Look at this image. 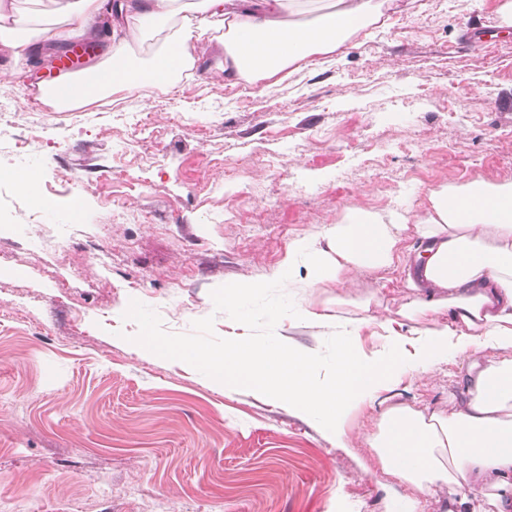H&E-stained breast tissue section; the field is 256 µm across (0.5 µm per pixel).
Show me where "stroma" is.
<instances>
[{
    "mask_svg": "<svg viewBox=\"0 0 512 512\" xmlns=\"http://www.w3.org/2000/svg\"><path fill=\"white\" fill-rule=\"evenodd\" d=\"M33 44L0 50V512H391L410 494L366 438L378 402L340 447L319 423L138 347L140 306L157 335L209 348L230 334L289 338L331 362L333 315L356 319L365 354L417 299L398 268L345 288L255 291L241 322L217 294L261 282L288 245L363 208L413 219L429 190L476 176L512 181V28L496 0H398L379 21L246 93L215 75L218 32L167 90L74 112L30 103L51 80ZM36 169L40 219L13 172ZM80 206L81 220L70 211ZM108 251V270L92 254ZM292 262V261H289ZM294 278L307 277L302 261ZM375 296L378 307L359 303ZM325 320L299 321V307ZM456 357L404 373L387 397L444 411L461 394Z\"/></svg>",
    "mask_w": 512,
    "mask_h": 512,
    "instance_id": "1",
    "label": "stroma"
}]
</instances>
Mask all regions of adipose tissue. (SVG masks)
Listing matches in <instances>:
<instances>
[{
    "label": "adipose tissue",
    "mask_w": 512,
    "mask_h": 512,
    "mask_svg": "<svg viewBox=\"0 0 512 512\" xmlns=\"http://www.w3.org/2000/svg\"><path fill=\"white\" fill-rule=\"evenodd\" d=\"M329 10L304 26L285 13L287 0H195L192 13L179 17V0H65L57 24L0 25V47L20 55L37 42L87 36L102 16L112 25L110 58L92 70V90L58 78L44 95L64 111L95 101L104 93L152 86L169 88L173 74L193 67L192 43L210 30L224 33V59L217 65L225 82L268 78L312 54L336 50L351 35L377 21L379 0H328ZM167 31L147 66L128 60L133 45ZM429 205L413 225L390 224L376 212L348 209L341 220L315 237L293 239L289 258L309 262V285L344 286L355 276L411 267L409 284L424 298L408 319L450 313L465 328L433 329L414 349L394 339L378 354L366 355L349 332L336 345L331 371L314 353L290 343L269 345L251 336H228L209 350L181 344L143 328L137 342L152 356L178 358L202 370L217 390H249L261 400L285 403L318 420L341 447L351 444L346 424L368 400L392 389L406 364L434 366L449 352L467 358L466 390L451 397L447 413L409 404L386 406L368 443L382 470L428 494L448 490L442 512H512V182L475 178L428 194ZM422 248L407 257V230ZM502 358L482 364V349Z\"/></svg>",
    "instance_id": "ef3b65f1"
}]
</instances>
